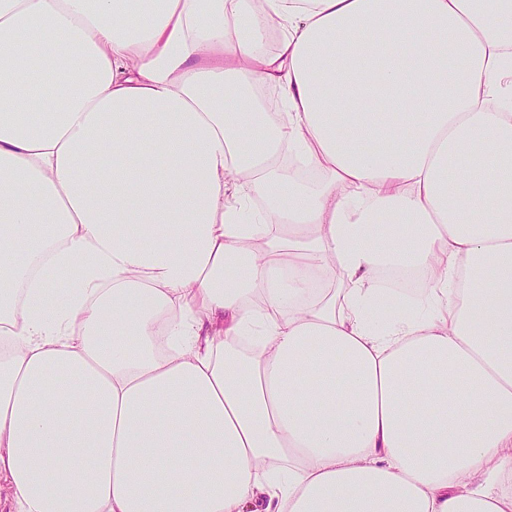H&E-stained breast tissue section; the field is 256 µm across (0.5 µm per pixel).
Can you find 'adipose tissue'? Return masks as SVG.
Instances as JSON below:
<instances>
[{
    "instance_id": "adipose-tissue-1",
    "label": "adipose tissue",
    "mask_w": 512,
    "mask_h": 512,
    "mask_svg": "<svg viewBox=\"0 0 512 512\" xmlns=\"http://www.w3.org/2000/svg\"><path fill=\"white\" fill-rule=\"evenodd\" d=\"M0 480L512 512V0H0Z\"/></svg>"
}]
</instances>
